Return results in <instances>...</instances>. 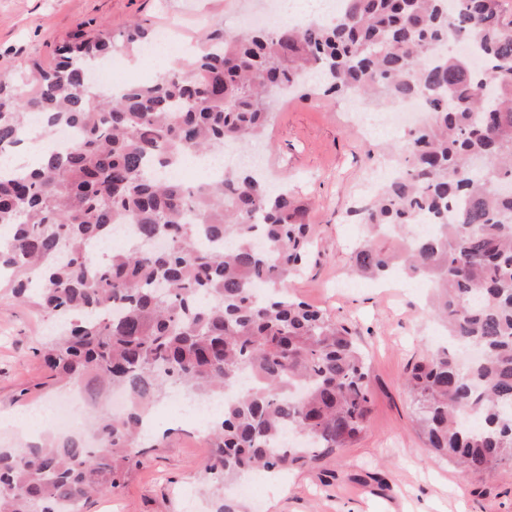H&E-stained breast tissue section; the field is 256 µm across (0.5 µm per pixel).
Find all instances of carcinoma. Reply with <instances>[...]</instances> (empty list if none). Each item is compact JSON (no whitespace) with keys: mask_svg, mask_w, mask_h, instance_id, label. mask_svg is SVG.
I'll return each mask as SVG.
<instances>
[{"mask_svg":"<svg viewBox=\"0 0 512 512\" xmlns=\"http://www.w3.org/2000/svg\"><path fill=\"white\" fill-rule=\"evenodd\" d=\"M344 2L329 23L216 30L118 96L92 92L85 63L149 41L140 19L119 43L104 27L79 30L54 64L0 77V152H22L34 112L79 132L38 168L0 175V228L11 230L0 286L54 323L37 349L53 379L100 398L90 440L0 448V512H61L122 487L155 447L142 434L148 407L174 385L228 394L200 465L208 486L311 467L366 429L365 357L290 290L312 246L307 205L248 166L193 187L170 176L187 154L263 136L274 95L421 100L428 116L405 135L401 173L356 211L365 235L352 267L372 279L398 269L432 290L448 346L405 380L427 448L472 474L512 466V10ZM460 38L480 68L448 52ZM121 224L136 244L97 264L90 242ZM112 389L132 400L122 415L105 403Z\"/></svg>","mask_w":512,"mask_h":512,"instance_id":"obj_1","label":"carcinoma"}]
</instances>
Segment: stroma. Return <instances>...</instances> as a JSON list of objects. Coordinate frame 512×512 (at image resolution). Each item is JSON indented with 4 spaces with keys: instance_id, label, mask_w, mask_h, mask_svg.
I'll return each instance as SVG.
<instances>
[{
    "instance_id": "obj_1",
    "label": "stroma",
    "mask_w": 512,
    "mask_h": 512,
    "mask_svg": "<svg viewBox=\"0 0 512 512\" xmlns=\"http://www.w3.org/2000/svg\"><path fill=\"white\" fill-rule=\"evenodd\" d=\"M258 0H0V76L31 60L51 63L53 49L77 25L122 31L131 20L202 43L216 29L244 30V12ZM352 100L314 96L274 108L262 137L265 170L287 181L310 204L315 228L307 264L290 287L308 304L343 323L366 353L372 413L350 447L310 468L254 473L261 496H241L242 512H512V471L461 474L424 445L404 386L413 363L437 349L440 331L424 312L427 290L393 277L384 283L353 276L350 257L363 236L353 210L367 172L387 163L401 139L388 129L360 132ZM52 323L33 308L0 296V414H22L52 401L48 374L33 351ZM161 433L149 461L113 494L93 498L86 512H186L182 493L196 488L203 512L212 497L200 462L208 440L200 422L177 417L166 403L153 409Z\"/></svg>"
}]
</instances>
